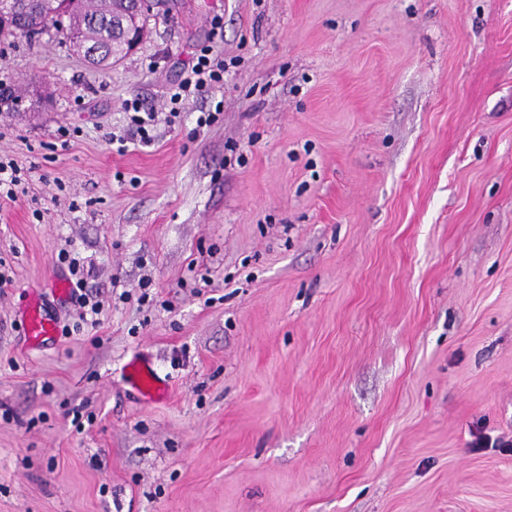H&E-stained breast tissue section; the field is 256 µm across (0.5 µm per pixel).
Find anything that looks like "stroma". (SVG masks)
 <instances>
[{
  "label": "stroma",
  "mask_w": 512,
  "mask_h": 512,
  "mask_svg": "<svg viewBox=\"0 0 512 512\" xmlns=\"http://www.w3.org/2000/svg\"><path fill=\"white\" fill-rule=\"evenodd\" d=\"M170 2L109 70L4 44L0 512H512V0ZM209 43L223 88L110 144ZM63 253L99 324L24 349ZM125 109L130 114L128 126L131 127L133 135L139 137V141L143 144H148L154 141V135L150 134L156 127L155 112H141L138 102L135 100H126ZM143 114V115H142ZM22 184L21 169L13 162L0 157V199L15 200L17 188ZM126 367V383L142 400L151 401L166 395V384L160 379L150 362L134 357Z\"/></svg>",
  "instance_id": "35a3bbf8"
}]
</instances>
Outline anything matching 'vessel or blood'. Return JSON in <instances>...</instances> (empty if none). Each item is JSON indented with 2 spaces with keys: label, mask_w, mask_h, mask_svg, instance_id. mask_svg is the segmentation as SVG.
I'll return each instance as SVG.
<instances>
[{
  "label": "vessel or blood",
  "mask_w": 512,
  "mask_h": 512,
  "mask_svg": "<svg viewBox=\"0 0 512 512\" xmlns=\"http://www.w3.org/2000/svg\"><path fill=\"white\" fill-rule=\"evenodd\" d=\"M71 294V284L66 276L54 273L46 288L31 289L19 312L22 324L23 345L33 349L54 339L59 333L56 314L45 302L46 296L65 301ZM126 382L144 400H154L166 395L167 387L150 362L132 358L127 364Z\"/></svg>",
  "instance_id": "b4317fda"
}]
</instances>
